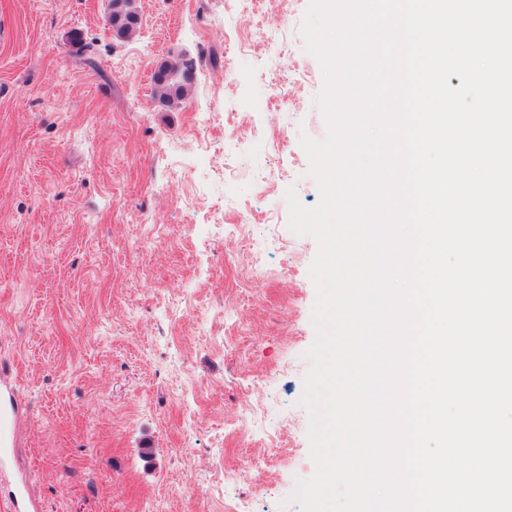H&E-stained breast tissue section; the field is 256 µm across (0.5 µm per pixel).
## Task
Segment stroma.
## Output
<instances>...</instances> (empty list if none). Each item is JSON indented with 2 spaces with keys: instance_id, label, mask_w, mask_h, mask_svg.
Here are the masks:
<instances>
[{
  "instance_id": "stroma-1",
  "label": "stroma",
  "mask_w": 512,
  "mask_h": 512,
  "mask_svg": "<svg viewBox=\"0 0 512 512\" xmlns=\"http://www.w3.org/2000/svg\"><path fill=\"white\" fill-rule=\"evenodd\" d=\"M309 0H0V385L41 512H299L327 135ZM89 51H82V44ZM190 60L172 108L162 59ZM129 0H110L107 21L118 40L132 37L139 29L137 15L128 8ZM192 61L164 59L154 74L153 96L162 106L170 107L185 96L186 85L192 78Z\"/></svg>"
}]
</instances>
